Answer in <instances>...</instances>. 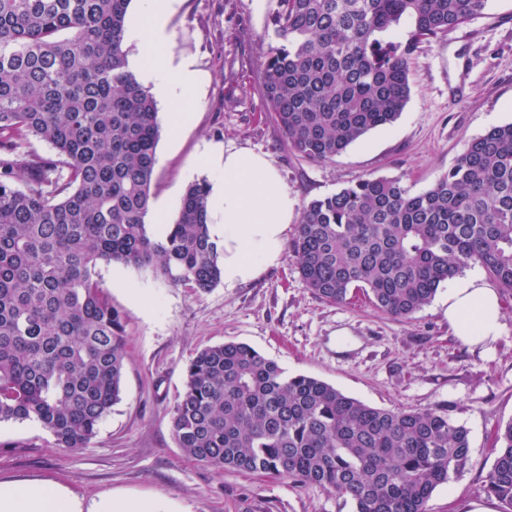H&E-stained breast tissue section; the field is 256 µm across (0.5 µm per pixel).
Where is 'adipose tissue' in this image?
I'll return each instance as SVG.
<instances>
[{
    "label": "adipose tissue",
    "mask_w": 512,
    "mask_h": 512,
    "mask_svg": "<svg viewBox=\"0 0 512 512\" xmlns=\"http://www.w3.org/2000/svg\"><path fill=\"white\" fill-rule=\"evenodd\" d=\"M140 13L125 30L135 45L143 85L162 102L174 104L170 130L179 133L193 120L192 104L207 77L191 57L174 51L168 20L182 0H139ZM198 164L206 169L208 217L224 227V283L255 278L279 263L285 232L298 216V202L264 154L225 145L207 146ZM448 322L462 343L475 345L500 334L503 316L496 289L481 275L452 281ZM0 512H84L66 489L37 482L0 483Z\"/></svg>",
    "instance_id": "ef3b65f1"
}]
</instances>
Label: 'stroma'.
Instances as JSON below:
<instances>
[{
  "label": "stroma",
  "mask_w": 512,
  "mask_h": 512,
  "mask_svg": "<svg viewBox=\"0 0 512 512\" xmlns=\"http://www.w3.org/2000/svg\"><path fill=\"white\" fill-rule=\"evenodd\" d=\"M274 8V0L260 9L255 0H183L170 19L175 51L193 56L209 81L179 137L169 135L168 107H157L151 201L165 203L169 218L208 143L267 155L303 206L364 177H398L422 191L471 139L512 122V0H488L481 17L418 45L410 99L394 123L331 161L304 159L288 149L260 90L261 61L276 43ZM97 278L127 317L121 399L77 453L54 447L35 422H1V483L52 482L88 506L148 501L158 512H354L334 491L203 465L177 447L171 410L189 360L233 341L373 407H441L469 429L471 450L464 471L434 490L429 512H502L484 485L495 458L491 435L512 420V291L499 293L501 332L486 349L454 336L447 286L412 318L397 320L362 295L321 301L286 256L252 281L206 293L116 263L99 265Z\"/></svg>",
  "instance_id": "obj_1"
}]
</instances>
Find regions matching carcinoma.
<instances>
[{
	"instance_id": "obj_1",
	"label": "carcinoma",
	"mask_w": 512,
	"mask_h": 512,
	"mask_svg": "<svg viewBox=\"0 0 512 512\" xmlns=\"http://www.w3.org/2000/svg\"><path fill=\"white\" fill-rule=\"evenodd\" d=\"M486 2L275 0L263 93L288 148L328 161L392 124L418 44ZM130 3L0 0V422L35 421L70 452L122 393L126 317L97 267L152 268L198 293L224 278L205 181L187 187L164 238L146 224L159 123L123 50ZM31 137L55 154L20 158ZM291 257L323 301L362 293L399 320L471 266L511 291L512 123L469 141L420 193L365 177L311 200ZM171 430L201 464L319 485L355 512H427L470 454L469 430L439 408L373 407L236 342L190 359ZM492 448L485 489L512 512V420Z\"/></svg>"
}]
</instances>
